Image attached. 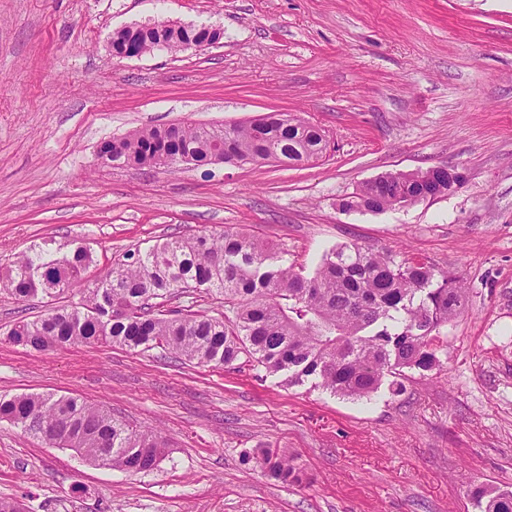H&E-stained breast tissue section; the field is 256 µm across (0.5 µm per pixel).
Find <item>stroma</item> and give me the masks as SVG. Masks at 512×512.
Returning a JSON list of instances; mask_svg holds the SVG:
<instances>
[{"mask_svg": "<svg viewBox=\"0 0 512 512\" xmlns=\"http://www.w3.org/2000/svg\"><path fill=\"white\" fill-rule=\"evenodd\" d=\"M153 19L218 26L220 44L113 56ZM288 112L331 149L299 167L105 165L135 129L233 125ZM445 165L449 196L380 213L341 200L386 172ZM244 231L309 274L339 244L416 256L468 290L429 378L344 399L249 369L5 333L41 310L0 289V395L74 396L157 431L151 471L92 465L0 423V498L27 512H476L469 483L512 490V0H0V271L73 241L96 264L200 230ZM287 452L299 485L267 478ZM260 469L271 479L282 484H300L303 473L295 459L285 452L265 450L256 461Z\"/></svg>", "mask_w": 512, "mask_h": 512, "instance_id": "stroma-1", "label": "stroma"}]
</instances>
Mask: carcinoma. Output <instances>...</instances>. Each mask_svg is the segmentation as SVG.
Masks as SVG:
<instances>
[{
	"label": "carcinoma",
	"mask_w": 512,
	"mask_h": 512,
	"mask_svg": "<svg viewBox=\"0 0 512 512\" xmlns=\"http://www.w3.org/2000/svg\"><path fill=\"white\" fill-rule=\"evenodd\" d=\"M200 27L157 33L143 24L116 31L112 50L164 48L181 53ZM324 149V134L288 112L232 127L187 124L175 129H137L108 143V163L160 164L162 156H186L195 165L233 158L283 157L301 162ZM441 181L417 183L380 178L364 183L344 211L362 205L379 213L407 196L435 194ZM95 263L75 243L60 257L33 245L17 254L0 283L21 301H55ZM224 297V314L165 303L190 291ZM468 289L454 273L415 257L339 246L324 254L311 276L277 263L264 241L238 231L174 236L147 249L128 251L84 289L77 303L54 307L14 323L6 336L21 346L104 343L136 351L159 349L175 360L236 368L248 365L286 386L308 380L333 395L369 399L384 384L394 394L404 381L441 366L448 350L442 329L467 306ZM33 435L49 433L55 445L85 460L129 473L156 468L167 444L151 431L135 430L112 411L77 397L51 394L0 396V422ZM257 465L282 484H300L303 473L285 452L266 450ZM468 496L479 512H512V491L480 483Z\"/></svg>",
	"instance_id": "cac0c4a2"
}]
</instances>
